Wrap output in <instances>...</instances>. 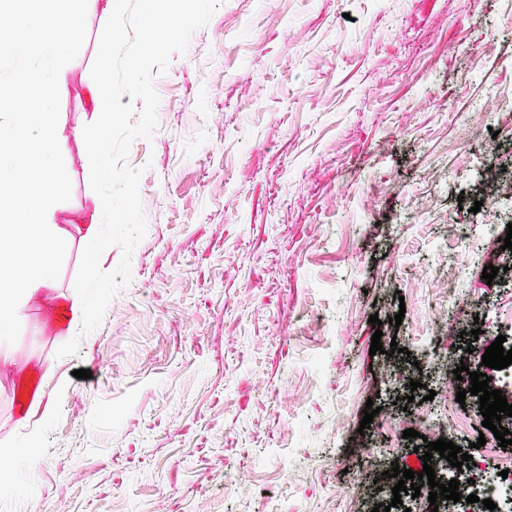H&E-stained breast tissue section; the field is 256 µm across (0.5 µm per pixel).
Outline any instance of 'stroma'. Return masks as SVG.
<instances>
[{"instance_id":"35a3bbf8","label":"stroma","mask_w":512,"mask_h":512,"mask_svg":"<svg viewBox=\"0 0 512 512\" xmlns=\"http://www.w3.org/2000/svg\"><path fill=\"white\" fill-rule=\"evenodd\" d=\"M69 3L83 59L48 77L71 242L51 302L0 341V512H372L384 471L421 473L417 447L444 437L476 485L511 491L512 445L476 448L493 437L479 399L444 384L463 364L512 391L482 364L497 336L512 348V208L487 186L512 170V0H224L155 79L158 129L131 146L132 281L60 359L80 329L59 316L78 226L103 216L83 129L106 0ZM23 65L0 43V113L34 108L13 92ZM373 314L399 352L370 355Z\"/></svg>"}]
</instances>
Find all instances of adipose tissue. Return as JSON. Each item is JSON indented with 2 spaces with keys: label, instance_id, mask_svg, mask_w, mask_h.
Masks as SVG:
<instances>
[{
  "label": "adipose tissue",
  "instance_id": "ef3b65f1",
  "mask_svg": "<svg viewBox=\"0 0 512 512\" xmlns=\"http://www.w3.org/2000/svg\"><path fill=\"white\" fill-rule=\"evenodd\" d=\"M45 2L30 0L28 7L15 12L13 43L45 61L76 66L80 45L66 34L82 26L83 13L75 9L51 13L45 10ZM49 24L58 31V38H40V31ZM25 80L28 94L40 102V109L0 122V144H9L18 159L0 177V239L10 244L0 251V271H7L10 281L9 287L0 289L1 336L21 318L24 305L44 300L56 275L54 259L71 239L69 231L55 223L48 204L58 183V163L67 153L66 141L48 107L57 87L35 71L27 72ZM26 156L37 157L39 177H32L28 167L21 165Z\"/></svg>",
  "mask_w": 512,
  "mask_h": 512
}]
</instances>
